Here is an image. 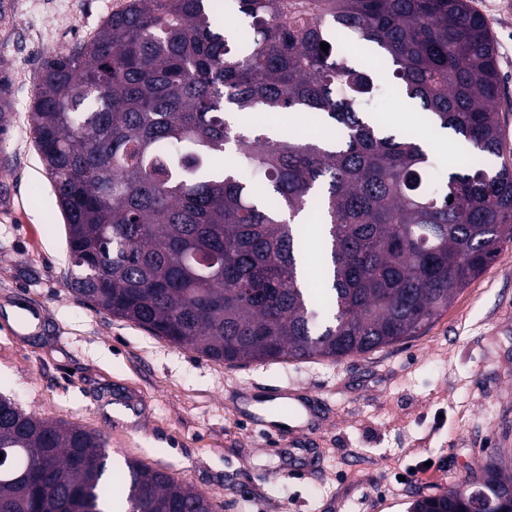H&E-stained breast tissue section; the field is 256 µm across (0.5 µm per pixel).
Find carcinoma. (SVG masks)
Listing matches in <instances>:
<instances>
[{
  "label": "carcinoma",
  "instance_id": "carcinoma-1",
  "mask_svg": "<svg viewBox=\"0 0 512 512\" xmlns=\"http://www.w3.org/2000/svg\"><path fill=\"white\" fill-rule=\"evenodd\" d=\"M126 0L47 57L32 134L62 213L80 300L229 365L332 361L414 338L512 241V159L494 39L469 0ZM365 42L430 125L470 149L427 187L432 154L359 103L379 90ZM329 44L324 51L320 43ZM286 112L336 140L247 121ZM501 159L496 169L486 159ZM321 226L310 276L302 226ZM0 512H217L106 438L0 396ZM497 451L480 476L408 512H512Z\"/></svg>",
  "mask_w": 512,
  "mask_h": 512
}]
</instances>
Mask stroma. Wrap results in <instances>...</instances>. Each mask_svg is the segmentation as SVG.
<instances>
[{"mask_svg": "<svg viewBox=\"0 0 512 512\" xmlns=\"http://www.w3.org/2000/svg\"><path fill=\"white\" fill-rule=\"evenodd\" d=\"M12 0L0 74L13 106L0 132V394L26 411L102 433L114 471L165 469L218 512H406L512 448V244L421 335L338 361L230 367L83 303L65 285V226L34 144L29 112L43 57L86 39L113 0ZM494 38L500 120L512 149V8L471 0ZM364 111L388 133L423 131V112L380 80ZM40 312L25 328L4 309ZM312 397L304 450L260 432L251 414L295 424L275 392ZM135 405V420L115 413Z\"/></svg>", "mask_w": 512, "mask_h": 512, "instance_id": "1", "label": "stroma"}]
</instances>
